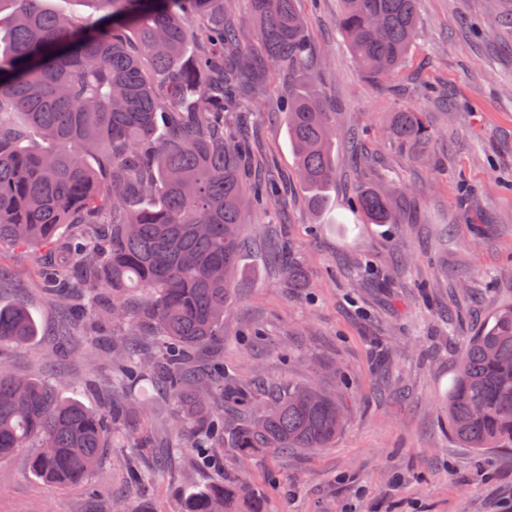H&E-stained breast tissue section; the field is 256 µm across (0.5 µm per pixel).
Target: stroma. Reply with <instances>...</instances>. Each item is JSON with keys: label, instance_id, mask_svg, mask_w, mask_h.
<instances>
[{"label": "stroma", "instance_id": "1", "mask_svg": "<svg viewBox=\"0 0 512 512\" xmlns=\"http://www.w3.org/2000/svg\"><path fill=\"white\" fill-rule=\"evenodd\" d=\"M314 88L334 114L336 184L315 211L297 183L278 110L288 87L269 74L251 103L255 171L287 185V203L253 212L242 234V287L224 313V368L281 387L314 385L347 417L327 448L242 460L222 451L207 471L189 452L131 484L128 442L114 437L99 469L75 486L34 476L28 449L0 462V512H181L196 486L230 475L263 512H512V448L480 454L448 428L443 401L461 344L512 305V0H417L419 35L405 65L377 86L336 28L340 0H301ZM458 106L448 110L443 98ZM423 113L426 144L394 142L393 113ZM391 193L400 221L369 224L360 188ZM287 243L307 278L293 287L265 257ZM43 254L5 250L0 303L24 301L38 325L25 347H0L16 373L102 409L111 399L108 337L72 336L57 352L59 313L42 287ZM257 326L248 348L235 340Z\"/></svg>", "mask_w": 512, "mask_h": 512}]
</instances>
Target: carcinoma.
Wrapping results in <instances>:
<instances>
[{"instance_id":"1","label":"carcinoma","mask_w":512,"mask_h":512,"mask_svg":"<svg viewBox=\"0 0 512 512\" xmlns=\"http://www.w3.org/2000/svg\"><path fill=\"white\" fill-rule=\"evenodd\" d=\"M86 25L48 0H0V251L62 246L43 288L63 315L62 336L127 321L113 343L112 390L129 395L105 411L59 398L54 385L0 364V460L31 448L29 469L61 486L83 482L107 448L109 423L136 430L144 384L177 408L174 438L195 463L212 462L230 437L248 459L326 448L346 405L318 388L225 375L224 311L245 246L247 213L284 203L278 176L244 186L253 155L242 112L266 75L288 71L282 101L299 180L323 206L336 181L334 120L311 89L299 0H251L262 53L242 46L224 0H91ZM337 17L355 62L375 82L405 62L418 32L417 0H341ZM389 134L414 146L432 131L420 113H394ZM355 207L372 224H397L390 199L365 188ZM288 280L304 271L273 254ZM141 313L127 317L128 296ZM37 324L22 303L0 304V345L24 346ZM201 349L208 366L193 365ZM448 426L465 448L512 447V306L467 339L446 400ZM161 471L128 463L141 483ZM245 487H206L184 512H239Z\"/></svg>"}]
</instances>
